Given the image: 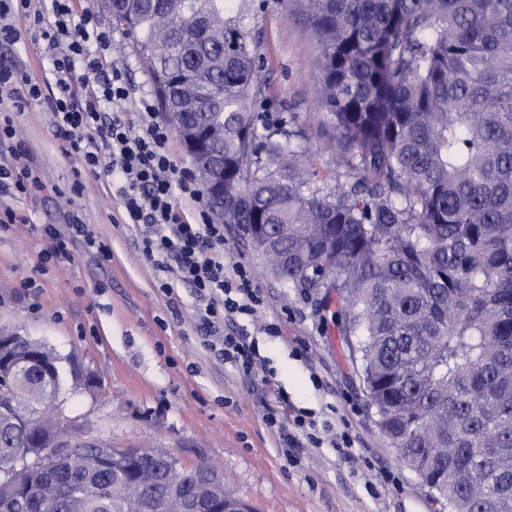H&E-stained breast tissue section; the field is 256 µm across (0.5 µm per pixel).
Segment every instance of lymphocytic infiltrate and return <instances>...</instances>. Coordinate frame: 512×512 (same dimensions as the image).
<instances>
[{
	"label": "lymphocytic infiltrate",
	"mask_w": 512,
	"mask_h": 512,
	"mask_svg": "<svg viewBox=\"0 0 512 512\" xmlns=\"http://www.w3.org/2000/svg\"><path fill=\"white\" fill-rule=\"evenodd\" d=\"M42 40V81L16 89V72L0 61V112H23L52 83V112L64 154L87 174L112 177L118 221L130 225L135 242L162 276L157 288L171 295L175 284L194 288L197 327L213 357L246 372L264 369L260 336L279 330L257 322L263 299L250 269L224 264V227L214 221L193 165L177 154L171 127L159 119L150 97H141L136 119L127 105L132 89L124 68L108 64L112 28L96 10L77 0H0V43H15L21 27Z\"/></svg>",
	"instance_id": "f902f5d3"
}]
</instances>
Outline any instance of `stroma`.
<instances>
[{
    "mask_svg": "<svg viewBox=\"0 0 512 512\" xmlns=\"http://www.w3.org/2000/svg\"><path fill=\"white\" fill-rule=\"evenodd\" d=\"M245 21L265 57L264 111L297 113L321 162L340 165L314 96L317 44L292 0H254ZM14 122L15 137L0 140V166L22 156L34 182L19 197L0 191V209L18 208L28 217L0 234V329L16 328L61 355L76 354L96 373V387L60 397L87 438L214 465L254 512H440L380 433L335 311H318L314 298L270 276L237 226H225L226 265L250 268L263 298L260 319L281 334L261 340L269 380L215 360L194 324L192 288L176 285L168 297L156 290L152 264L128 226L112 219L111 177L76 178L49 100ZM75 209L93 237L110 245L111 259L76 240L65 258L38 266L49 245L40 227L67 233ZM275 385L316 426L349 434L352 447L307 442L298 464L287 462L278 434L265 424L266 414L283 406Z\"/></svg>",
    "mask_w": 512,
    "mask_h": 512,
    "instance_id": "1",
    "label": "stroma"
}]
</instances>
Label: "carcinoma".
<instances>
[{"instance_id": "carcinoma-1", "label": "carcinoma", "mask_w": 512, "mask_h": 512, "mask_svg": "<svg viewBox=\"0 0 512 512\" xmlns=\"http://www.w3.org/2000/svg\"><path fill=\"white\" fill-rule=\"evenodd\" d=\"M319 50L315 97L344 171L297 116L270 122L249 0H139L132 37L158 112L224 150L222 224L272 274L341 307L377 426L446 512L512 507V0H295ZM64 357L15 336L0 373V512H176L209 471L165 450L83 444L11 480L54 431L44 370ZM150 472L138 497L126 482Z\"/></svg>"}]
</instances>
